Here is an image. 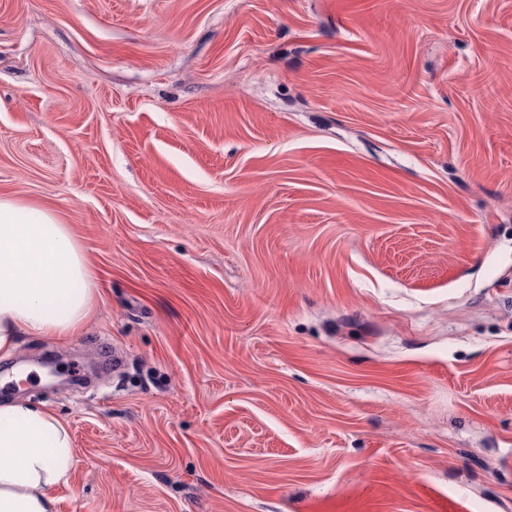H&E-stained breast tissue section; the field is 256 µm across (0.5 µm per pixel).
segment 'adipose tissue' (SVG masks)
<instances>
[{"instance_id": "ef3b65f1", "label": "adipose tissue", "mask_w": 512, "mask_h": 512, "mask_svg": "<svg viewBox=\"0 0 512 512\" xmlns=\"http://www.w3.org/2000/svg\"><path fill=\"white\" fill-rule=\"evenodd\" d=\"M96 289L83 247L46 207L0 196V354L23 335L71 336L94 312ZM75 463L54 413L0 404V512H50L49 492Z\"/></svg>"}]
</instances>
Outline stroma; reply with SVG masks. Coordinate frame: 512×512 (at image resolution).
<instances>
[{
    "label": "stroma",
    "instance_id": "obj_1",
    "mask_svg": "<svg viewBox=\"0 0 512 512\" xmlns=\"http://www.w3.org/2000/svg\"><path fill=\"white\" fill-rule=\"evenodd\" d=\"M0 196L79 238L52 512H512V0H0Z\"/></svg>",
    "mask_w": 512,
    "mask_h": 512
}]
</instances>
